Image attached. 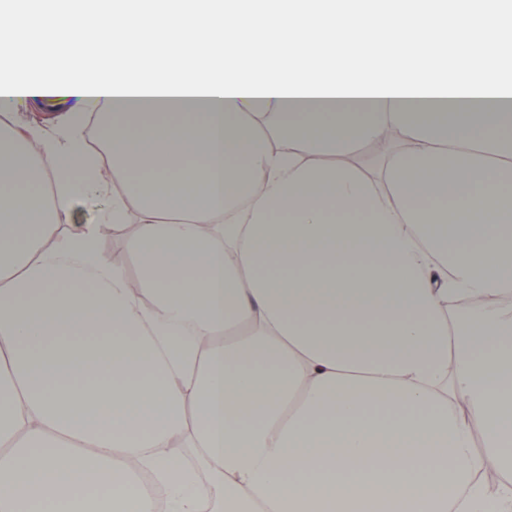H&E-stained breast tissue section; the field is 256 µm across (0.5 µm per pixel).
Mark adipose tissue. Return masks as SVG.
Segmentation results:
<instances>
[{"instance_id":"adipose-tissue-1","label":"adipose tissue","mask_w":512,"mask_h":512,"mask_svg":"<svg viewBox=\"0 0 512 512\" xmlns=\"http://www.w3.org/2000/svg\"><path fill=\"white\" fill-rule=\"evenodd\" d=\"M170 1L0 6V512H512V6ZM64 112L96 113L91 103H76L73 99L61 98H16L4 106L0 105V115L7 113L12 120L22 125H37L51 131L56 126V117ZM112 208V196H105L99 200L97 205L86 202L79 196H75L71 203L69 223L72 224H94L98 221L101 210Z\"/></svg>"}]
</instances>
